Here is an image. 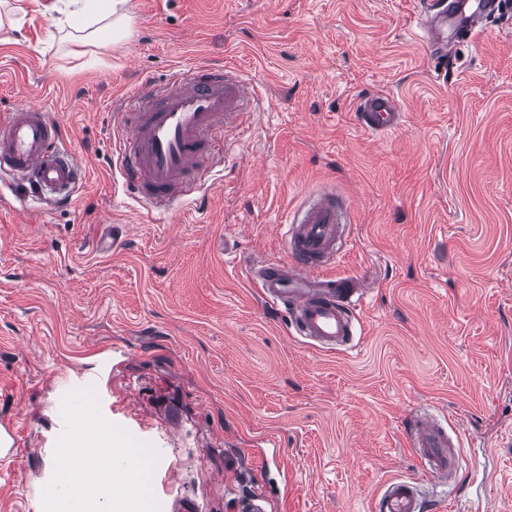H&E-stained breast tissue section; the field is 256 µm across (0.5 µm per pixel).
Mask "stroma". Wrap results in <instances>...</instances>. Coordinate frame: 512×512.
Masks as SVG:
<instances>
[{
    "mask_svg": "<svg viewBox=\"0 0 512 512\" xmlns=\"http://www.w3.org/2000/svg\"><path fill=\"white\" fill-rule=\"evenodd\" d=\"M51 2L0 29V115L42 107L84 179L55 207L0 175V419L37 448L0 512H36L80 409L137 448L153 512H237L256 487L275 512H371L395 477L512 512V6L443 60L414 0H127V40L78 56ZM197 63L242 69L257 111L197 204L149 213L119 182L112 101ZM377 90L403 113L381 138L353 117ZM321 187L349 207L331 274L370 279L353 351L294 336L247 272L285 258L287 212ZM415 411L465 433L450 481L410 454Z\"/></svg>",
    "mask_w": 512,
    "mask_h": 512,
    "instance_id": "1",
    "label": "stroma"
}]
</instances>
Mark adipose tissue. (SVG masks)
Returning a JSON list of instances; mask_svg holds the SVG:
<instances>
[{
  "instance_id": "1",
  "label": "adipose tissue",
  "mask_w": 512,
  "mask_h": 512,
  "mask_svg": "<svg viewBox=\"0 0 512 512\" xmlns=\"http://www.w3.org/2000/svg\"><path fill=\"white\" fill-rule=\"evenodd\" d=\"M126 0H56L57 30L76 25V41L93 45L100 37L119 42L129 35ZM66 478L56 481L60 512H148L134 449L114 439L110 427L77 416L70 439L56 449Z\"/></svg>"
}]
</instances>
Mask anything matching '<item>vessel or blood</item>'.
Segmentation results:
<instances>
[{
  "instance_id": "vessel-or-blood-1",
  "label": "vessel or blood",
  "mask_w": 512,
  "mask_h": 512,
  "mask_svg": "<svg viewBox=\"0 0 512 512\" xmlns=\"http://www.w3.org/2000/svg\"><path fill=\"white\" fill-rule=\"evenodd\" d=\"M500 0H422L418 28L428 46L442 54L483 31ZM253 89L234 67L199 65L172 73L160 84L146 82L125 95L114 110L119 129V171L125 190L158 210H166L198 192L204 163L224 149V135L243 114L255 111ZM358 126L372 135L395 130L402 121L395 96L379 91L361 97ZM62 131L42 108L25 106L0 118V170L21 175L30 189L53 200L71 195L78 181V161L61 144ZM345 211L330 192L311 196L289 212L285 224L286 260L262 261L251 269L265 304L291 312L296 336L316 347L350 349L363 325L358 315L367 281L357 275L335 276L327 269L346 245ZM405 441L423 473L446 482L460 467L464 436L427 416L413 415ZM29 455L19 430L0 425V461L22 465ZM377 512H423L415 480L385 483Z\"/></svg>"
}]
</instances>
